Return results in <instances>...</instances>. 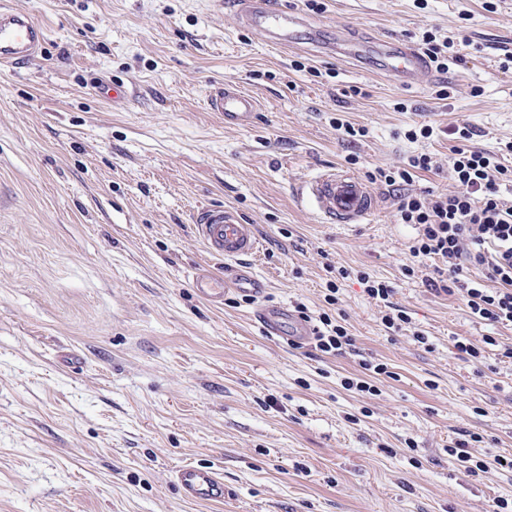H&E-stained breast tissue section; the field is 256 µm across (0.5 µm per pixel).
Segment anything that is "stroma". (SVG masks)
Returning a JSON list of instances; mask_svg holds the SVG:
<instances>
[{
  "mask_svg": "<svg viewBox=\"0 0 512 512\" xmlns=\"http://www.w3.org/2000/svg\"><path fill=\"white\" fill-rule=\"evenodd\" d=\"M12 3L48 39L0 68V512H512V473L475 476L448 454L512 455V361L482 344L512 345V325L429 286L435 263L413 264L416 231L384 185L352 225L321 223L298 195L326 168L365 179L418 153L434 167L412 191L442 192L454 127L486 151L512 141V0H278L326 41L469 37L464 63L408 88L373 60L268 44L215 0ZM101 81L125 97L101 98ZM220 82L256 96L253 126L207 110ZM336 117L366 136L342 139ZM424 125L431 138L407 139ZM207 205L256 225L262 298L215 307L191 288L193 266L224 267L193 227ZM276 303L314 324L329 312L351 345L263 335L251 316ZM393 307L410 319L397 332ZM458 336L481 358L461 359ZM365 360L388 369L373 395L344 387ZM187 463L223 475V503L182 499Z\"/></svg>",
  "mask_w": 512,
  "mask_h": 512,
  "instance_id": "35a3bbf8",
  "label": "stroma"
}]
</instances>
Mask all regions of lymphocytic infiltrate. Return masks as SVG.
<instances>
[{
  "mask_svg": "<svg viewBox=\"0 0 512 512\" xmlns=\"http://www.w3.org/2000/svg\"><path fill=\"white\" fill-rule=\"evenodd\" d=\"M453 133L451 191L410 192L415 172L433 166L426 153L410 156L401 166L377 169L375 178L404 187L397 215L417 230L410 253L435 261L442 290H461L473 317L512 324V205L503 197L504 189L512 187V169L501 163L500 153L472 147L470 125H459Z\"/></svg>",
  "mask_w": 512,
  "mask_h": 512,
  "instance_id": "lymphocytic-infiltrate-1",
  "label": "lymphocytic infiltrate"
}]
</instances>
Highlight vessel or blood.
Segmentation results:
<instances>
[{
  "label": "vessel or blood",
  "instance_id": "vessel-or-blood-1",
  "mask_svg": "<svg viewBox=\"0 0 512 512\" xmlns=\"http://www.w3.org/2000/svg\"><path fill=\"white\" fill-rule=\"evenodd\" d=\"M228 4L244 27L280 46L295 43L299 28L305 24L302 15L273 7L271 0H228ZM46 40L45 27L28 13L0 5L1 66L13 67L30 60ZM333 49L356 60L373 53L379 55L386 71L402 84L423 81L428 75L426 58L406 41L391 37L353 41L343 37ZM207 103L209 110L218 113L229 127H249L257 116L256 97L232 83L214 85ZM301 193L327 224H359L378 209V199L364 179L336 169L323 171L307 181ZM193 223L205 250L224 261L220 273L207 264L195 266L192 286L196 293L212 304L223 302L225 293L231 290L251 296L262 293L264 283L244 263L258 249L255 225L221 205L199 208ZM254 318L264 334L291 344L302 343L313 332L310 323L285 304L261 306ZM175 479L183 499L188 501L220 502L226 494L223 475L209 467L181 466Z\"/></svg>",
  "mask_w": 512,
  "mask_h": 512
}]
</instances>
